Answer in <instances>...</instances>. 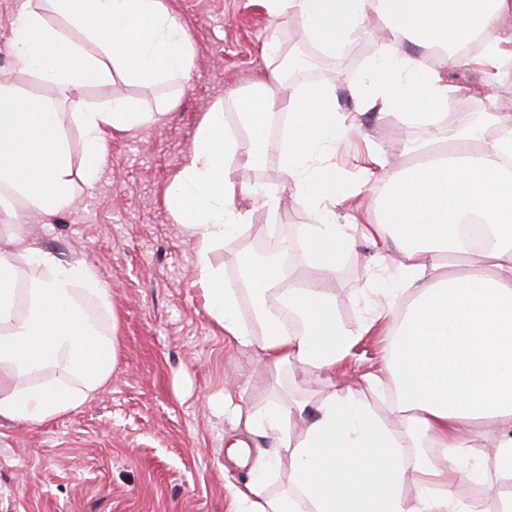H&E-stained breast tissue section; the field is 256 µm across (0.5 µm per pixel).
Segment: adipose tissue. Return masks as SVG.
I'll use <instances>...</instances> for the list:
<instances>
[{
	"label": "adipose tissue",
	"instance_id": "adipose-tissue-1",
	"mask_svg": "<svg viewBox=\"0 0 512 512\" xmlns=\"http://www.w3.org/2000/svg\"><path fill=\"white\" fill-rule=\"evenodd\" d=\"M277 15L296 13L309 39L329 54L340 52L369 14L384 26L367 64L366 108L397 110L404 124L421 129L426 144L445 138L442 113L450 89L437 70L402 49L410 41L440 52L455 65L479 64L486 86L512 74V48L494 36L499 20L512 17V0H266ZM62 26L49 23V16ZM80 29L83 42L67 28ZM492 32L480 57L457 54V44ZM12 54L21 68L50 84L70 102L32 98L0 83V186L26 198L51 217L91 190L105 162L110 131H133L155 120L123 97L90 103L81 94L91 82L115 76L166 82L189 78L193 48L164 0H26L19 12ZM432 111H415L417 97ZM244 132L231 131L223 103L214 104L197 126L183 168L166 191L168 210L195 246V272L206 311L229 343L255 351L270 370L295 364L303 373H328L350 345L336 317L334 299L315 280L277 290L280 266L247 255L243 286L270 297L257 325L247 324L238 293L224 283L213 254L228 240L267 232L239 200L251 197L268 210L280 199L268 187L236 180L256 166L268 145L273 113L290 117L279 143L281 167L293 179L296 200L319 211V223L303 227L311 267L330 272L358 240L380 239L400 256L398 277L386 290L393 336L387 372L364 378L365 386L391 384L406 416L409 441L393 434L358 390L343 385L323 399L275 404L246 412L248 432L272 436L281 453L256 460L253 478L234 487L228 512H512V124L474 151L426 159L409 172L386 170L389 189L376 224H339L325 200L341 183L318 159L335 145L342 118L327 86L274 93L269 76L237 93ZM75 122L84 140L81 169H74L66 134ZM0 251V418L38 424L80 407L112 377L117 342L91 311H111L108 288L85 263L59 259L25 238ZM469 255L466 271H446V253ZM42 267L47 278L18 316L19 262ZM288 311L289 330L278 319ZM55 365L66 379L31 384L29 375ZM306 418L298 435L286 421ZM499 438L493 460L479 451L485 427ZM415 454L406 455V446ZM289 468V484L273 494L267 470ZM496 482L504 488L494 503L461 500V480ZM417 487L404 494L406 482Z\"/></svg>",
	"mask_w": 512,
	"mask_h": 512
}]
</instances>
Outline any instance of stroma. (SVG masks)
I'll list each match as a JSON object with an SVG mask.
<instances>
[{
  "mask_svg": "<svg viewBox=\"0 0 512 512\" xmlns=\"http://www.w3.org/2000/svg\"><path fill=\"white\" fill-rule=\"evenodd\" d=\"M23 2L0 0V79L21 93L51 97L54 88L18 67L11 52ZM165 3L188 31L194 51L190 78L86 85L90 101L122 96L158 118L131 132H112L93 189L64 212L44 219L18 198L12 202L16 219L0 222V248L20 236L94 267L112 298V314L100 320L115 326L118 336L110 381L81 407L37 425L0 419V512H227L230 483L250 477L249 467L226 455L229 434L244 436L255 458L275 453L277 441L246 433L225 393H242V407L253 410L318 399L332 384L380 373L389 352L381 288L397 270L366 240L320 282L355 336L331 377L305 382L294 367L262 371L257 354L228 344L213 325L194 272V242L172 219L166 188L193 146L203 113L223 103L231 126H238L232 92L282 69V57L264 55L265 44L284 39L291 52L300 53L311 42L300 18L273 16L261 0ZM377 38L373 24L365 23L343 52L329 56V73L294 81L298 87L333 81L336 110L346 118L342 136L321 159L342 177V191L330 205L340 224L377 220L387 186L381 177H365L369 154L400 168L415 161L411 142L419 130L359 104ZM439 71L456 89L458 126L484 123L490 112L512 118V76L497 82L489 99L480 93L484 75L477 68L450 64ZM173 97L177 106L166 109ZM261 165L270 168L269 181L282 202L273 216L255 208V223L269 225L273 238L317 223L316 213L296 203L278 153H267Z\"/></svg>",
  "mask_w": 512,
  "mask_h": 512,
  "instance_id": "stroma-1",
  "label": "stroma"
}]
</instances>
